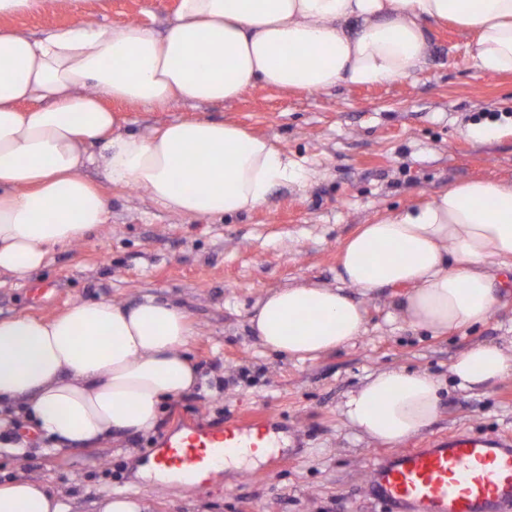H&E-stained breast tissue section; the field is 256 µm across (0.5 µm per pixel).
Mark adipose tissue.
Wrapping results in <instances>:
<instances>
[{
	"label": "adipose tissue",
	"mask_w": 512,
	"mask_h": 512,
	"mask_svg": "<svg viewBox=\"0 0 512 512\" xmlns=\"http://www.w3.org/2000/svg\"><path fill=\"white\" fill-rule=\"evenodd\" d=\"M431 22L473 35L480 69L512 72V0H180L161 35L140 23L111 31L89 21L35 39L1 26L0 273L27 279L52 249L107 223L88 166L192 218L257 209L296 174L297 162L270 139L237 124L176 120L126 132L108 101L164 107L224 102L258 84L314 93L404 79L424 62ZM97 143L101 152H92ZM508 264L512 183L472 179L362 225L342 249L339 276L366 293L408 286L404 321L439 335L489 319L495 274ZM343 288L268 290L251 330L291 359L345 346L366 321ZM194 336L183 309L152 296L0 319V429L24 416L47 452L149 433L164 400L199 385L187 356ZM449 372L463 389L495 385L512 375V350L477 345ZM442 390L429 373L386 368L349 393L342 414L397 445L434 421ZM0 512H69L68 498L19 477L0 483Z\"/></svg>",
	"instance_id": "1"
}]
</instances>
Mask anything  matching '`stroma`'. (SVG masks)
<instances>
[{
	"instance_id": "1",
	"label": "stroma",
	"mask_w": 512,
	"mask_h": 512,
	"mask_svg": "<svg viewBox=\"0 0 512 512\" xmlns=\"http://www.w3.org/2000/svg\"><path fill=\"white\" fill-rule=\"evenodd\" d=\"M179 0H67L64 6L0 19L41 38L83 19L117 30L132 22L164 33ZM428 53L412 77L377 86L337 84L318 93L263 85L226 102L121 105L128 127L149 132L175 119L235 122L273 140L299 162L301 177L277 187L251 212L187 218L140 189H118L104 169L85 175L105 193L107 224L51 251L24 282L0 274V318L49 316L77 300L126 302L150 294L183 308L197 335L190 357L200 390L167 401L154 433L119 445L44 454L29 434L25 463L0 451V481L24 472L69 498L70 512H98L115 490L134 489L147 512H385L370 494L374 458L393 453L346 425L340 407L371 373L404 366L448 378L451 361L483 343L512 339V272L486 323L439 336L410 327L390 286L349 289L366 311V332L305 361L265 349L248 319L265 291L308 279L339 286L338 254L360 225L470 179L512 182V73L475 67L473 36L427 28ZM273 415L280 446L250 478L240 470L194 488L138 476L159 436L187 424L220 428L255 411ZM456 431L512 435V376L487 388H449L428 427L408 446Z\"/></svg>"
}]
</instances>
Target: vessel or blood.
I'll return each instance as SVG.
<instances>
[{"instance_id":"1","label":"vessel or blood","mask_w":512,"mask_h":512,"mask_svg":"<svg viewBox=\"0 0 512 512\" xmlns=\"http://www.w3.org/2000/svg\"><path fill=\"white\" fill-rule=\"evenodd\" d=\"M270 427L267 414L221 429L193 425L164 438L151 465L190 483L214 475L224 455L252 447L255 430ZM369 487L390 512H512V437L451 434L393 452L372 463Z\"/></svg>"}]
</instances>
